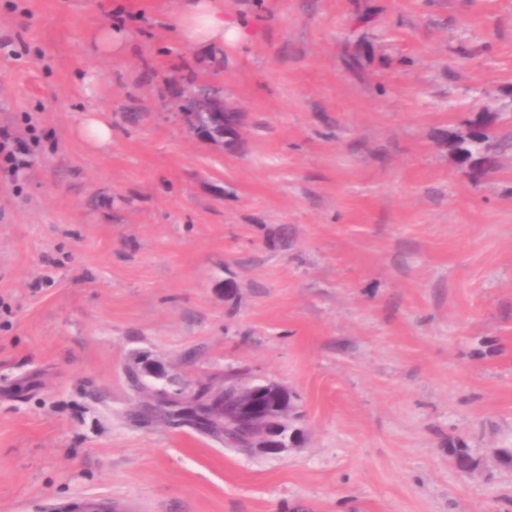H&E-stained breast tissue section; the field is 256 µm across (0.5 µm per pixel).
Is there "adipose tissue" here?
Returning a JSON list of instances; mask_svg holds the SVG:
<instances>
[{
  "label": "adipose tissue",
  "mask_w": 512,
  "mask_h": 512,
  "mask_svg": "<svg viewBox=\"0 0 512 512\" xmlns=\"http://www.w3.org/2000/svg\"><path fill=\"white\" fill-rule=\"evenodd\" d=\"M175 23L180 40L189 47L205 44L220 49L254 37L245 22L225 20L222 0H184Z\"/></svg>",
  "instance_id": "adipose-tissue-1"
}]
</instances>
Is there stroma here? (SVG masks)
I'll list each match as a JSON object with an SVG mask.
<instances>
[{
  "label": "stroma",
  "instance_id": "stroma-1",
  "mask_svg": "<svg viewBox=\"0 0 512 512\" xmlns=\"http://www.w3.org/2000/svg\"><path fill=\"white\" fill-rule=\"evenodd\" d=\"M223 2L257 37L212 52L183 0H0V512H512V154L448 150L512 128V0ZM192 82L240 148L191 132ZM228 373L296 396V445L139 416ZM125 39V35L118 30L104 27L95 33L93 42L100 53L112 55L113 50L123 48ZM193 87L194 85H190L183 90L182 100L191 98L196 94ZM219 94V87L213 86L212 93H210L211 107L208 112L210 125L208 127L197 126L198 120L192 115L186 114V112H194L200 116H205V110L209 106V95L206 90L202 89L195 97L185 101L182 106L184 112L180 113L191 129L197 131L208 141L224 146L226 139H241L240 112L229 109ZM214 129H218L219 132H213ZM80 131L82 137L93 147L102 148L112 143V125L95 116H88Z\"/></svg>",
  "mask_w": 512,
  "mask_h": 512
}]
</instances>
